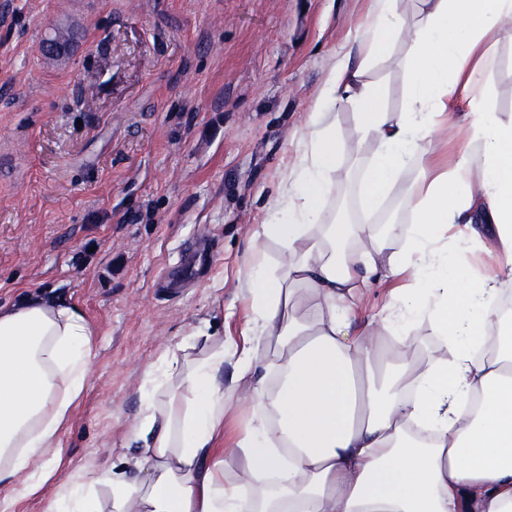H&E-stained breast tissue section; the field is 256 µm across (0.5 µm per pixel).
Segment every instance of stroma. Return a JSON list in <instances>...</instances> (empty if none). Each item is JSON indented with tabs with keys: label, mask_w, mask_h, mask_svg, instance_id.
Segmentation results:
<instances>
[{
	"label": "stroma",
	"mask_w": 512,
	"mask_h": 512,
	"mask_svg": "<svg viewBox=\"0 0 512 512\" xmlns=\"http://www.w3.org/2000/svg\"><path fill=\"white\" fill-rule=\"evenodd\" d=\"M420 0H399L401 38L367 67L390 120L412 111L406 54ZM372 0H0V307L43 298L79 309L93 331L84 392L58 452L57 479L14 512H45L64 475L124 467V443L175 346L224 352L252 311L247 255L275 274L289 256L256 235L292 183L298 143L324 80ZM78 30L70 54L41 42ZM492 109L512 117V16L473 56ZM458 97L428 145L376 208L408 224L407 195L423 171L448 168L471 122ZM341 152L337 181L359 185L377 149L350 105L326 110ZM206 233L212 259L174 292L158 288L185 244ZM207 329L208 340L198 339ZM251 390L232 386L219 446L227 480L247 483L235 442Z\"/></svg>",
	"instance_id": "stroma-1"
}]
</instances>
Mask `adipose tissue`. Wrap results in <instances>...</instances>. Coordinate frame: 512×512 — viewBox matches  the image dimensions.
Masks as SVG:
<instances>
[{
	"instance_id": "ef3b65f1",
	"label": "adipose tissue",
	"mask_w": 512,
	"mask_h": 512,
	"mask_svg": "<svg viewBox=\"0 0 512 512\" xmlns=\"http://www.w3.org/2000/svg\"><path fill=\"white\" fill-rule=\"evenodd\" d=\"M373 2L355 37L362 64L346 58L327 75L291 195L257 229L290 261L275 276L255 264L254 316L233 373L220 351L193 360L168 352L160 394L143 401L128 438L137 450L129 468L69 474L46 512H512V344L487 347L505 336L502 294L512 289V118L474 104L470 140L481 154L462 152L421 179L401 251L375 225L325 218L337 147L321 121L324 106L353 104L377 143L362 191L370 202L385 196L406 166L425 163L449 99L470 90L459 81L465 65L512 16V0H422L406 64L420 109L395 122L362 75L400 29L398 0ZM453 226L472 243L492 239L496 273L467 277L465 250L441 237ZM409 270L414 284L381 324L393 336L399 319L429 318L447 358L385 350L351 319L372 281ZM92 335L80 311L60 302L0 308V512L57 476L60 461L47 454L83 393ZM272 363L282 377L274 391L263 376ZM230 382L255 393L253 424L235 450L248 486L225 479L216 451ZM41 457L45 465L17 489L15 474Z\"/></svg>"
}]
</instances>
